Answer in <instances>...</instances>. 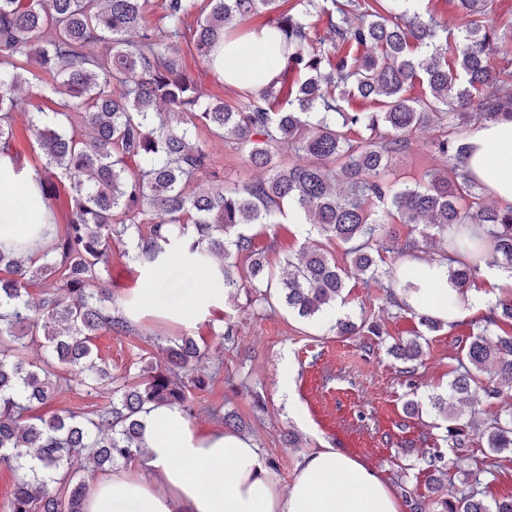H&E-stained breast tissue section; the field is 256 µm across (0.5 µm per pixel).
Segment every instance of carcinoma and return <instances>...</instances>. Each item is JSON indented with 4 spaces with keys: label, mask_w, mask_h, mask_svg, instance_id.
I'll return each mask as SVG.
<instances>
[{
    "label": "carcinoma",
    "mask_w": 512,
    "mask_h": 512,
    "mask_svg": "<svg viewBox=\"0 0 512 512\" xmlns=\"http://www.w3.org/2000/svg\"><path fill=\"white\" fill-rule=\"evenodd\" d=\"M277 2L161 0L151 23L153 0H0V179L19 174L12 122L29 99L30 77L48 75L40 92L62 98L59 112L29 113L44 167L21 182L22 199L42 209V221L0 240V465L16 472L10 512H83L84 471L107 473L144 455L141 415L163 405L189 416L194 391L207 384L198 367L209 348L185 331L158 357L139 358L134 382L113 377L94 351L96 336L133 328L125 307L135 298L118 301L112 292L116 242L136 266L178 256L223 284L225 296L246 281L264 307L310 322L346 301L351 273L380 283L388 251L380 231L389 224L412 225L396 238L399 257L438 250L463 296L484 264L512 273V204L484 202L457 132L470 121L512 120V72L491 63V0H458L455 33L432 10L410 9L412 0H386L380 10L379 0H297L295 12ZM263 12L272 14L265 26L283 55L279 75L238 106L206 95L183 70V45L211 65L224 42L249 35L241 24ZM416 82L424 94L406 96ZM431 129L438 135L430 148L444 165L421 183L391 182L392 161ZM216 139L264 176L224 187V161L210 149ZM66 184L61 224L54 201ZM289 214L348 244V264L321 242L271 263L274 243L257 246L249 229ZM414 288L404 269L384 293L386 306L421 326L390 347L410 387L419 339L444 325L404 302ZM483 322L466 338L448 389L428 405L448 417V451L479 439L488 449L481 473L491 474L500 455L512 454V411L485 419L470 400L493 405L512 390V296L490 306ZM503 325L511 331L489 343L487 332ZM330 330L378 336L380 324L347 315ZM34 345L38 361L28 358ZM489 367L492 376L480 378ZM61 381L108 400L88 416L41 413ZM424 462L439 512H512L511 495L486 500L480 473L467 475L466 492L444 489L440 450L428 449Z\"/></svg>",
    "instance_id": "1"
}]
</instances>
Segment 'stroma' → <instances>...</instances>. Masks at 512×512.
I'll list each match as a JSON object with an SVG mask.
<instances>
[{
    "instance_id": "stroma-1",
    "label": "stroma",
    "mask_w": 512,
    "mask_h": 512,
    "mask_svg": "<svg viewBox=\"0 0 512 512\" xmlns=\"http://www.w3.org/2000/svg\"><path fill=\"white\" fill-rule=\"evenodd\" d=\"M185 72L209 94L233 104L239 88L225 84L195 50H185ZM425 138L413 139L409 151L393 161L389 178L413 181L440 166ZM201 273L173 262L161 287L168 299L140 313L137 329L126 336L103 334L94 350L112 367L115 378H133L140 356L156 354L163 337L189 332L207 344L212 355L204 364L209 386L194 396V425L202 431L222 427L221 413L233 412L249 423L250 438L278 487L289 486L303 457L316 448H340L374 466L396 496L425 493L431 479L421 460L425 448L440 446L446 420L431 412L405 415L407 388L390 346L412 338L419 324L407 313L386 308L383 291L350 279L344 314L377 319L378 336L349 337L329 332L325 322L308 323L288 311L270 312L247 306L245 297L224 300L210 312L189 320L175 317L181 296L198 286ZM507 289L473 290L457 323L426 336L419 368L417 400L447 390L456 367L462 337L479 332L487 306L507 296ZM232 340H224L226 327ZM295 431L298 447L283 442Z\"/></svg>"
}]
</instances>
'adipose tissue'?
<instances>
[{"label":"adipose tissue","instance_id":"adipose-tissue-1","mask_svg":"<svg viewBox=\"0 0 512 512\" xmlns=\"http://www.w3.org/2000/svg\"><path fill=\"white\" fill-rule=\"evenodd\" d=\"M271 28L226 43L214 68L225 83L252 90L280 73ZM467 169L487 195L512 203V121L485 123L469 139ZM413 308L446 322L462 314L443 264L415 262ZM148 475L116 472L97 481L84 512H401L377 471L339 448L305 455L289 487L270 479L259 448L230 431H200L176 407L142 415Z\"/></svg>","mask_w":512,"mask_h":512}]
</instances>
